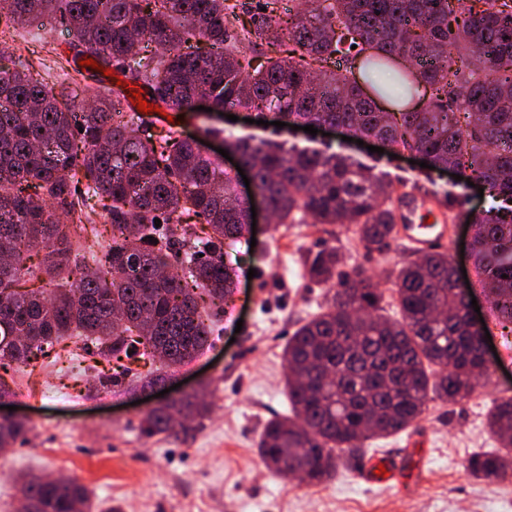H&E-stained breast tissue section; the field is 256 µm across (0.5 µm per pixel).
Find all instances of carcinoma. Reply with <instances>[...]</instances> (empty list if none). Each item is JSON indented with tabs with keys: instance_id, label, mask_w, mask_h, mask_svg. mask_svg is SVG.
<instances>
[{
	"instance_id": "carcinoma-1",
	"label": "carcinoma",
	"mask_w": 512,
	"mask_h": 512,
	"mask_svg": "<svg viewBox=\"0 0 512 512\" xmlns=\"http://www.w3.org/2000/svg\"><path fill=\"white\" fill-rule=\"evenodd\" d=\"M280 21L281 0L227 34L238 0H0V24L41 26L58 16L75 55L114 66L176 111L201 99L213 111L276 107L290 125L329 124L358 139L416 149L437 169L456 168L494 200L470 215L475 268L502 333H512V0H308ZM163 52L145 56L150 45ZM428 105L415 107L420 89ZM91 108L46 89L40 74L0 58V391L12 364L27 363L67 336L90 340V356L157 357L167 370L197 357L211 326L202 296L224 301L235 268L224 241L250 229L248 203L231 173L194 141L157 136L123 112L114 91L83 88ZM206 137L253 168L277 223L300 215L352 231L369 251L390 250L397 217L392 186L376 166L341 151L299 149L269 138ZM102 210L111 242L75 253ZM64 213L68 224L60 223ZM192 214L204 224L198 249ZM160 219L155 226L154 219ZM309 280L334 293L326 310L298 324L283 355L295 418L269 420L257 450L283 478L308 486L336 474L372 438L406 430L435 398L463 400L484 371L464 300L449 288L446 252L405 261L396 276L400 319L379 313L381 293L360 270L341 269L338 248L308 252ZM39 280L43 286L28 288ZM204 389L161 402L140 422L147 437L203 418ZM487 422L498 447L473 452L463 469L491 479L512 457V398ZM27 430L0 416V453ZM20 512H95L89 489L33 475Z\"/></svg>"
}]
</instances>
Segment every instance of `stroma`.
I'll use <instances>...</instances> for the list:
<instances>
[{"instance_id":"35a3bbf8","label":"stroma","mask_w":512,"mask_h":512,"mask_svg":"<svg viewBox=\"0 0 512 512\" xmlns=\"http://www.w3.org/2000/svg\"><path fill=\"white\" fill-rule=\"evenodd\" d=\"M71 40L64 24L49 18L40 29L17 30L9 55L48 64L46 85L70 98L77 90L68 77L76 68ZM147 119L154 132L200 140L208 159L217 158L223 142L203 139V126L213 123L236 136L263 131L262 125L196 109L170 116L154 112ZM378 158L389 178L444 199L449 173L422 170L404 154ZM447 235V252L465 268L481 313H488L489 300L462 250L469 242L466 225L448 224ZM330 243L337 244L344 270L359 268L375 278L383 315L396 317L395 278L411 252L406 241L394 240L388 253L379 254L352 235L326 233L320 224H276L258 215L254 239L224 247L238 277L211 347L174 374L183 390L206 388L211 406L207 417L192 422L189 435L145 437L140 421L149 389L123 379L93 391L96 371L108 373L117 364L104 361L91 370L79 355L78 339L55 345L52 357L17 366L0 405L24 411L30 431L0 456V512H17L22 476L54 472L73 473L94 501L115 512H512V465L492 479L463 471L468 455L496 445L486 415L494 400L512 390V366L492 365L469 398L434 399L406 431L366 441L365 457L394 456L405 474L401 483L357 482L342 468L330 480L307 486L262 462L257 444L266 422L290 412L283 347L298 323L319 313L331 297L327 285L305 277L301 260Z\"/></svg>"}]
</instances>
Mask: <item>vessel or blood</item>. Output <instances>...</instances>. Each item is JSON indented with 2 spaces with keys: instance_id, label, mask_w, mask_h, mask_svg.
I'll return each mask as SVG.
<instances>
[{
  "instance_id": "obj_1",
  "label": "vessel or blood",
  "mask_w": 512,
  "mask_h": 512,
  "mask_svg": "<svg viewBox=\"0 0 512 512\" xmlns=\"http://www.w3.org/2000/svg\"><path fill=\"white\" fill-rule=\"evenodd\" d=\"M397 232L407 239L415 249L434 251L446 246L448 237L445 226L453 219L445 204L432 197L422 188L405 192L397 203ZM399 467L392 460H371L355 471L357 480L367 483L380 482L381 478L396 480Z\"/></svg>"
}]
</instances>
